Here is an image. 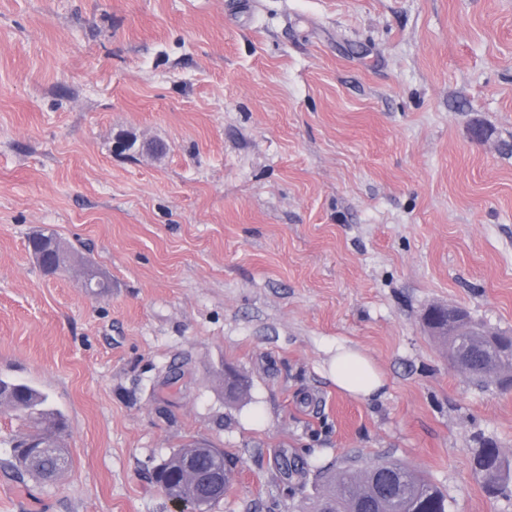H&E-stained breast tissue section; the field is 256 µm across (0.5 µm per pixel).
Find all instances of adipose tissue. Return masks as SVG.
I'll list each match as a JSON object with an SVG mask.
<instances>
[{"label":"adipose tissue","instance_id":"ef3b65f1","mask_svg":"<svg viewBox=\"0 0 512 512\" xmlns=\"http://www.w3.org/2000/svg\"><path fill=\"white\" fill-rule=\"evenodd\" d=\"M329 374L338 389L354 397L369 400L383 394L382 375L358 347L337 346Z\"/></svg>","mask_w":512,"mask_h":512}]
</instances>
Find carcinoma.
Instances as JSON below:
<instances>
[{
    "label": "carcinoma",
    "instance_id": "cac0c4a2",
    "mask_svg": "<svg viewBox=\"0 0 512 512\" xmlns=\"http://www.w3.org/2000/svg\"><path fill=\"white\" fill-rule=\"evenodd\" d=\"M35 258L71 260L75 252L65 247L51 230H40L28 241ZM470 379L477 385L502 383L512 377V351L494 354L493 364L475 358L468 367ZM0 407L13 413L21 423L20 432L8 440L12 454L10 466L20 473L44 482H57L68 470L67 425L62 412L53 407L47 393L28 382L0 377ZM224 456V450L206 442H193L173 452L154 481L175 484L184 493L198 494L195 477L184 472L182 462L191 457L196 466L207 468ZM475 467L490 495L508 492L512 483V462L500 455V448L485 440L475 457ZM364 502L375 512H447L443 492L423 472L410 468L399 459H378L366 466L344 464L325 471L320 490L313 500L312 512H359Z\"/></svg>",
    "mask_w": 512,
    "mask_h": 512
}]
</instances>
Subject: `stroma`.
Listing matches in <instances>:
<instances>
[{
	"label": "stroma",
	"instance_id": "stroma-1",
	"mask_svg": "<svg viewBox=\"0 0 512 512\" xmlns=\"http://www.w3.org/2000/svg\"><path fill=\"white\" fill-rule=\"evenodd\" d=\"M45 228L111 288L44 277ZM448 303L512 331V0H0V376L72 459L17 473L0 408V512H175L149 476L192 440L232 467L211 512L379 457L512 512L472 469L480 436L512 456V389L450 365ZM340 342L383 398L336 388Z\"/></svg>",
	"mask_w": 512,
	"mask_h": 512
}]
</instances>
